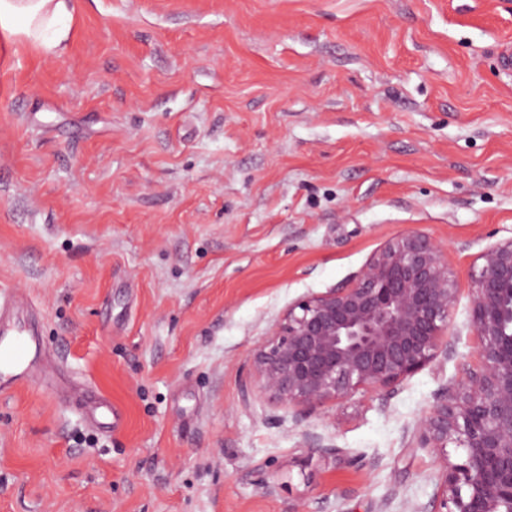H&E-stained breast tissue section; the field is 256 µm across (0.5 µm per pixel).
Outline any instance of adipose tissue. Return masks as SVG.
I'll return each mask as SVG.
<instances>
[{
	"label": "adipose tissue",
	"instance_id": "1",
	"mask_svg": "<svg viewBox=\"0 0 512 512\" xmlns=\"http://www.w3.org/2000/svg\"><path fill=\"white\" fill-rule=\"evenodd\" d=\"M73 11V0H0V29L14 38L34 42L39 40L42 25L50 24L51 37L39 41L47 52L59 53L65 49Z\"/></svg>",
	"mask_w": 512,
	"mask_h": 512
}]
</instances>
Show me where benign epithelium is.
<instances>
[{
  "label": "benign epithelium",
  "instance_id": "1",
  "mask_svg": "<svg viewBox=\"0 0 512 512\" xmlns=\"http://www.w3.org/2000/svg\"><path fill=\"white\" fill-rule=\"evenodd\" d=\"M478 363L416 424L413 444L438 454L430 512L512 506V237L487 246L468 281ZM460 292L447 250L411 230L375 250L351 283L300 298L251 358L243 400L265 396L306 413L360 389L384 390L446 359ZM464 450L448 462V444ZM312 452L338 454L318 433Z\"/></svg>",
  "mask_w": 512,
  "mask_h": 512
}]
</instances>
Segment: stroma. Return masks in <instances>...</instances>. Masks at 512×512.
Instances as JSON below:
<instances>
[{
	"label": "stroma",
	"instance_id": "1",
	"mask_svg": "<svg viewBox=\"0 0 512 512\" xmlns=\"http://www.w3.org/2000/svg\"><path fill=\"white\" fill-rule=\"evenodd\" d=\"M69 26L55 55L0 35V292L125 426L0 393V512H428L412 435L476 362L468 290L454 353L395 388L298 424L241 387L392 236L463 283L512 237V0H76Z\"/></svg>",
	"mask_w": 512,
	"mask_h": 512
}]
</instances>
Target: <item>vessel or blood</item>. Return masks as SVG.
<instances>
[{"mask_svg":"<svg viewBox=\"0 0 512 512\" xmlns=\"http://www.w3.org/2000/svg\"><path fill=\"white\" fill-rule=\"evenodd\" d=\"M47 360L45 345L27 315L0 317L1 393L36 381ZM81 412L88 423L103 432L116 430L122 418L117 407L97 394L82 397Z\"/></svg>","mask_w":512,"mask_h":512,"instance_id":"1","label":"vessel or blood"}]
</instances>
